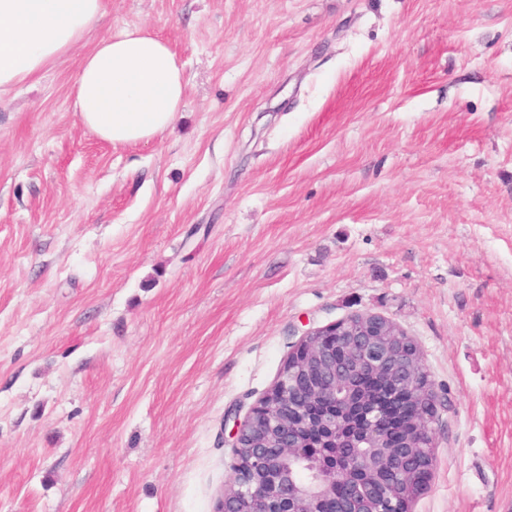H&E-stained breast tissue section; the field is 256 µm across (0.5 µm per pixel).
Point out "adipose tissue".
<instances>
[{
  "label": "adipose tissue",
  "instance_id": "adipose-tissue-1",
  "mask_svg": "<svg viewBox=\"0 0 512 512\" xmlns=\"http://www.w3.org/2000/svg\"><path fill=\"white\" fill-rule=\"evenodd\" d=\"M104 14V0H0V93L68 55ZM186 92L171 47L141 28L100 39L82 58L70 109L113 145L146 143L172 128Z\"/></svg>",
  "mask_w": 512,
  "mask_h": 512
}]
</instances>
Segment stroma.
<instances>
[{"mask_svg": "<svg viewBox=\"0 0 512 512\" xmlns=\"http://www.w3.org/2000/svg\"><path fill=\"white\" fill-rule=\"evenodd\" d=\"M126 27L186 94L115 147L68 96ZM368 312L438 396L412 512H512V0H107L0 95V512H217L235 420Z\"/></svg>", "mask_w": 512, "mask_h": 512, "instance_id": "obj_1", "label": "stroma"}]
</instances>
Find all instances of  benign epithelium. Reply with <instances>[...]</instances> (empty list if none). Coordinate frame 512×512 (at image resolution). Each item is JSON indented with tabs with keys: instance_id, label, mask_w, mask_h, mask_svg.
I'll list each match as a JSON object with an SVG mask.
<instances>
[{
	"instance_id": "obj_1",
	"label": "benign epithelium",
	"mask_w": 512,
	"mask_h": 512,
	"mask_svg": "<svg viewBox=\"0 0 512 512\" xmlns=\"http://www.w3.org/2000/svg\"><path fill=\"white\" fill-rule=\"evenodd\" d=\"M389 319L356 314L304 335L269 393L234 425L236 461L221 512H411L403 486H430L436 460L419 463L411 441L431 437L436 397L416 344L393 349ZM371 370L401 397L404 416L370 403L356 433L342 434L356 405L355 376Z\"/></svg>"
}]
</instances>
